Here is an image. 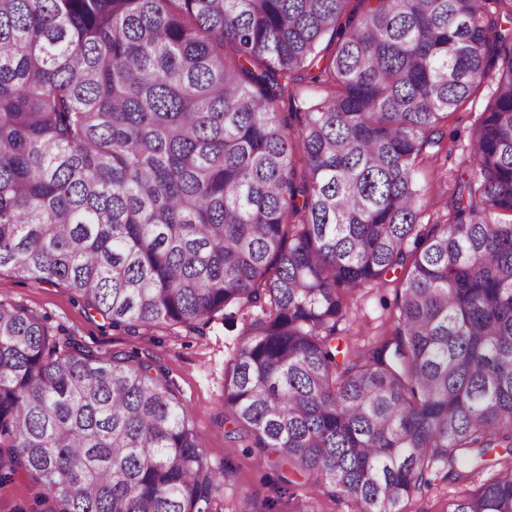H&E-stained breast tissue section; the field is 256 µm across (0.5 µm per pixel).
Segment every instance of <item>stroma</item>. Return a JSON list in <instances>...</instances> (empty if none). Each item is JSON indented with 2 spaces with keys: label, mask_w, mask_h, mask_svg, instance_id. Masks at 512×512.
I'll return each instance as SVG.
<instances>
[{
  "label": "stroma",
  "mask_w": 512,
  "mask_h": 512,
  "mask_svg": "<svg viewBox=\"0 0 512 512\" xmlns=\"http://www.w3.org/2000/svg\"><path fill=\"white\" fill-rule=\"evenodd\" d=\"M489 99L481 89L448 118L449 154L439 155L422 172L430 185L423 213L435 222L449 197L444 172L462 168L474 121ZM396 284L364 288L357 292L345 317L339 322L342 338L356 339L360 349H369L380 337L390 335L396 317ZM0 301L21 306L43 316L61 341H74L103 358L115 352L137 351L142 359L161 370L177 399L192 415L203 439L204 453L213 468L228 472L216 496L217 512H237L242 499H250L253 512H353L347 501L331 497L328 490L313 491L302 485H287L270 465L259 463L245 441L228 437L221 397L224 371L239 345L237 329L214 318L202 332L181 326L129 330L115 328L101 317L91 316L82 302L64 287L33 284L10 271L0 272ZM483 476L461 483L438 482L437 486L402 505V512H448V505L464 489L477 488ZM40 485L30 475L19 473L12 483L0 486V512H53L54 502L40 496Z\"/></svg>",
  "instance_id": "obj_1"
}]
</instances>
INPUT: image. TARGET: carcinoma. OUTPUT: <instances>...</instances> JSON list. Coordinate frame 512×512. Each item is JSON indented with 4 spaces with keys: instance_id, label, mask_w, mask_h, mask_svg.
<instances>
[{
    "instance_id": "1",
    "label": "carcinoma",
    "mask_w": 512,
    "mask_h": 512,
    "mask_svg": "<svg viewBox=\"0 0 512 512\" xmlns=\"http://www.w3.org/2000/svg\"><path fill=\"white\" fill-rule=\"evenodd\" d=\"M485 86L426 227L421 170ZM2 269L114 327L242 322L233 431L354 512L496 447L448 512H512V0H0ZM397 269L392 335L339 348ZM1 448L56 512H213L226 478L151 363L2 302Z\"/></svg>"
}]
</instances>
